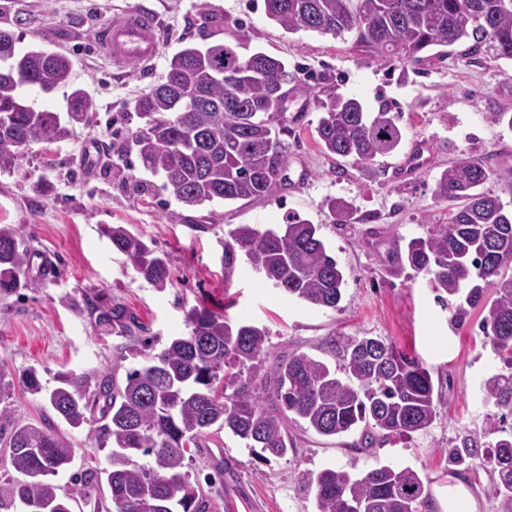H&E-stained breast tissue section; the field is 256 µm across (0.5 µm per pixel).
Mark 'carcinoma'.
Here are the masks:
<instances>
[{
	"label": "carcinoma",
	"mask_w": 512,
	"mask_h": 512,
	"mask_svg": "<svg viewBox=\"0 0 512 512\" xmlns=\"http://www.w3.org/2000/svg\"><path fill=\"white\" fill-rule=\"evenodd\" d=\"M267 16L289 33L301 30L359 41L390 62L419 64L436 47L468 42L497 59L512 60V0H265ZM16 39L0 28V173L15 169L28 146L63 141L68 125L85 120L94 102L84 89L69 95L67 119L36 110L22 88L45 92L69 83L72 61L42 48L18 52ZM240 37L190 45L169 60L163 82L134 104L143 124L131 132L144 170L163 178V188L186 206L214 201L257 200L280 182L287 130L269 109L288 94L293 79L285 61L263 51L244 58ZM237 74L228 85L224 74ZM400 113L381 102L366 112L352 97L333 96L315 131L330 155L364 164L396 152L402 141ZM482 164L459 161L435 179L433 196L449 203L447 224H432L396 251L388 273L410 269L427 277L437 300L461 324L481 308L483 345L498 369L487 378L484 400L512 413V211L482 191ZM22 227L0 224V293L30 288L29 255ZM102 233L126 257L136 275L157 290L170 283L166 256L122 224ZM267 281L289 296L319 308H338L345 284L342 266L319 236V226L292 219L260 229L239 224L224 245V279L234 273L237 251ZM494 289V298L485 296ZM189 332L157 353L146 340L145 363L127 372L122 387L110 375L73 372L56 376L49 390L35 367L21 373L0 363V444L21 475L0 486V509L15 512H74L73 493H60L52 477L67 470L75 447L61 430L89 427L101 445H111L110 467L88 473L107 483L115 512H211L213 503L186 470L188 454L222 430L248 448L283 458L293 448L288 420L303 421L316 434L332 437L361 430L362 440L402 438L428 430L441 397L430 371L416 356L378 336H334L324 352L342 370L306 352L294 353L273 369L265 363L266 328L233 323L224 314L192 307ZM42 400L47 418L23 423L12 418L16 387ZM104 424L95 428L92 409ZM480 466L497 473V512H512V432L492 444ZM144 462H138V459ZM317 512H412L429 496L427 484L410 467L382 465L361 476L326 468L313 480Z\"/></svg>",
	"instance_id": "cac0c4a2"
}]
</instances>
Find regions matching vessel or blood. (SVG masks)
Returning a JSON list of instances; mask_svg holds the SVG:
<instances>
[{
	"mask_svg": "<svg viewBox=\"0 0 512 512\" xmlns=\"http://www.w3.org/2000/svg\"><path fill=\"white\" fill-rule=\"evenodd\" d=\"M161 26L156 15L141 11L108 21L97 32V44L116 67L130 62L151 66L160 46Z\"/></svg>",
	"mask_w": 512,
	"mask_h": 512,
	"instance_id": "vessel-or-blood-1",
	"label": "vessel or blood"
}]
</instances>
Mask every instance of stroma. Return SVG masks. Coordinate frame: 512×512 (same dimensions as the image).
<instances>
[{
    "label": "stroma",
    "mask_w": 512,
    "mask_h": 512,
    "mask_svg": "<svg viewBox=\"0 0 512 512\" xmlns=\"http://www.w3.org/2000/svg\"><path fill=\"white\" fill-rule=\"evenodd\" d=\"M149 8L161 27L159 55L149 67L112 65L94 42L96 30L126 12ZM213 20L203 24L202 12ZM12 30L16 48L59 50L73 61L69 85L50 92L25 88L38 110L66 112L73 87L95 103L87 124L68 140L34 142L13 172L0 173V224L23 227V244L38 287L0 294V362L21 371L36 367L43 385L59 372H97L124 380L142 363V337L156 348L189 328L185 312L202 304L232 321L266 328L269 355H320L332 336L368 334L418 356L441 394L439 416L428 431L371 448L360 433L323 437L297 422L288 433L295 448L283 458L262 457L230 433L209 437L193 454L192 475L221 469L212 488L216 512H316L311 475L328 466L356 474L383 464L411 467L430 484L419 512H444L448 487L461 480L472 512H496L497 474L475 459L450 463L448 452L464 439L494 443L495 429L512 415L483 400L495 365L482 346L480 309L450 326L423 275L388 278L387 261L402 239L428 224L447 223L450 209L432 194L436 176L463 160L489 172L484 192L512 208V128L485 120L488 112L512 113V62L459 51L399 68L373 56L356 34L290 33L268 18L264 0H0V27ZM242 38V55L262 51L287 62L297 89L288 97L286 182L253 202L178 203L161 176L143 171L128 138L141 121L133 101L159 84L181 45ZM355 97L367 111L389 101L401 113L404 139L398 152L365 165L323 153L315 126L329 94ZM430 147L427 163L411 178L396 174L415 142ZM353 204L348 223H335L328 203ZM178 212L179 221L169 219ZM298 217L319 225L326 245L346 272L343 298L323 309L289 298L238 258L224 276V243L236 225L265 227ZM122 224L165 253L170 285L156 290L113 250L101 228ZM122 305L145 330L128 336L97 319L96 307ZM76 454L69 472L56 476L64 491H80L99 504L76 512H114L106 486L82 483L87 467H106L107 449L87 430L69 433Z\"/></svg>",
    "instance_id": "1"
}]
</instances>
